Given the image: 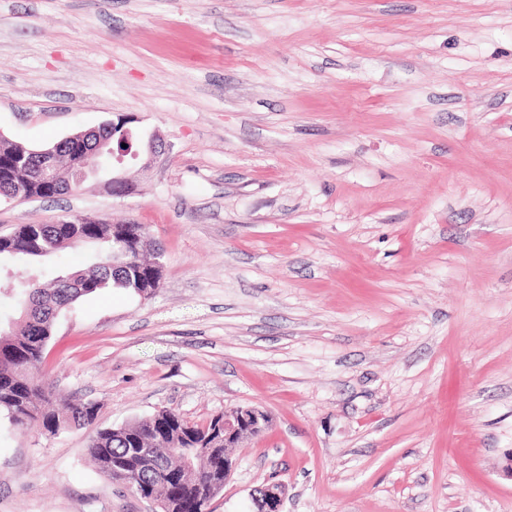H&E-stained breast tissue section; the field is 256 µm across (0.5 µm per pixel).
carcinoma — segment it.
<instances>
[{
  "label": "carcinoma",
  "instance_id": "1",
  "mask_svg": "<svg viewBox=\"0 0 512 512\" xmlns=\"http://www.w3.org/2000/svg\"><path fill=\"white\" fill-rule=\"evenodd\" d=\"M134 137L107 121L98 132L64 137L50 150L58 165L51 180L37 170L29 173V190L44 198L75 192V168L112 157V144ZM25 153L36 157L39 148L3 139L0 158L7 162ZM88 250L84 260L61 267L49 281L35 264L66 250ZM144 224H114L103 217L90 224H19L0 238V271H13V287L4 302L17 317L0 324V415L19 429H35L55 436L63 431H89L88 454L99 473L131 495L146 488L157 512H210L215 489L224 486L223 416L206 423L186 420L163 408L132 423L97 427V405L66 396L43 382L41 364L59 315L75 303L107 288H120L147 299L160 278Z\"/></svg>",
  "mask_w": 512,
  "mask_h": 512
}]
</instances>
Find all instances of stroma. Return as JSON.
Masks as SVG:
<instances>
[{"label": "stroma", "instance_id": "1", "mask_svg": "<svg viewBox=\"0 0 512 512\" xmlns=\"http://www.w3.org/2000/svg\"><path fill=\"white\" fill-rule=\"evenodd\" d=\"M122 116L132 195L0 200V235L148 225L164 275L57 319L44 381L119 426L257 406L212 512H512V0H0V135ZM88 433L0 417V512H149ZM284 495L285 485L283 483H267L262 487V495L255 503L260 512H283ZM258 508H256V510H258Z\"/></svg>", "mask_w": 512, "mask_h": 512}]
</instances>
